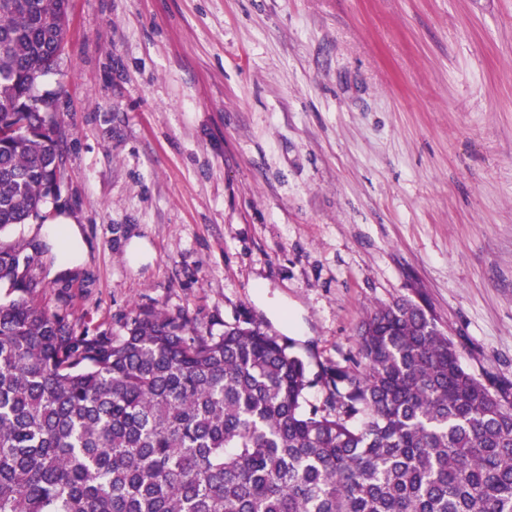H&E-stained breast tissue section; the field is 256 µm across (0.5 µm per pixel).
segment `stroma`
<instances>
[{
    "label": "stroma",
    "instance_id": "obj_1",
    "mask_svg": "<svg viewBox=\"0 0 512 512\" xmlns=\"http://www.w3.org/2000/svg\"><path fill=\"white\" fill-rule=\"evenodd\" d=\"M70 6L59 192L0 237L51 311L249 319L314 374L406 298L512 399V0ZM62 216L74 263L34 250Z\"/></svg>",
    "mask_w": 512,
    "mask_h": 512
}]
</instances>
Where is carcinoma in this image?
Segmentation results:
<instances>
[{"instance_id":"1","label":"carcinoma","mask_w":512,"mask_h":512,"mask_svg":"<svg viewBox=\"0 0 512 512\" xmlns=\"http://www.w3.org/2000/svg\"><path fill=\"white\" fill-rule=\"evenodd\" d=\"M69 0H0V235L40 215ZM0 512H512V401L408 299L320 366L260 325L144 309L117 333L50 312L0 244ZM321 405L308 401L314 385Z\"/></svg>"}]
</instances>
